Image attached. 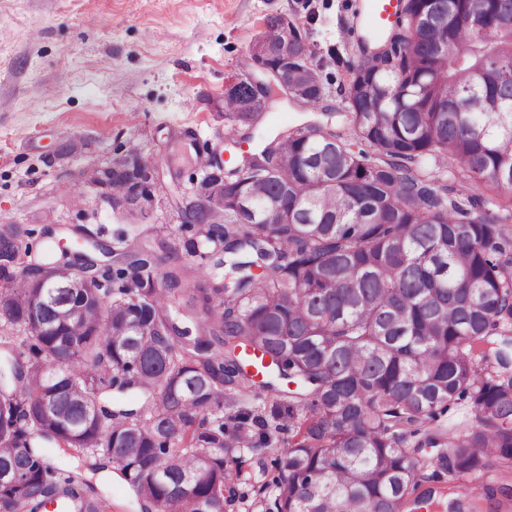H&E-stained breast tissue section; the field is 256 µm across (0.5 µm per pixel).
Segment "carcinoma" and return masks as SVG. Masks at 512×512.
I'll list each match as a JSON object with an SVG mask.
<instances>
[{
  "instance_id": "1",
  "label": "carcinoma",
  "mask_w": 512,
  "mask_h": 512,
  "mask_svg": "<svg viewBox=\"0 0 512 512\" xmlns=\"http://www.w3.org/2000/svg\"><path fill=\"white\" fill-rule=\"evenodd\" d=\"M280 31L268 19L265 43L288 41V94L315 109L312 52ZM348 72L346 108L373 152L317 126L255 136L242 77L226 139L245 128L259 146L224 167V208L186 207L195 237L160 242L162 257L144 243L98 249L110 263L51 249L31 263L0 229V322L26 349H0V512H105L44 444L102 449L159 512H227L248 480L244 445L284 428L262 512H431L427 461L395 432L418 435L460 401L475 421L436 467H512V0H403ZM122 163L104 173L117 197ZM200 246L223 278L159 272ZM251 353L266 360L258 382ZM254 385L280 397L249 410ZM112 389L146 404L101 402Z\"/></svg>"
}]
</instances>
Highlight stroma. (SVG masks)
Returning a JSON list of instances; mask_svg holds the SVG:
<instances>
[{
  "label": "stroma",
  "instance_id": "obj_1",
  "mask_svg": "<svg viewBox=\"0 0 512 512\" xmlns=\"http://www.w3.org/2000/svg\"><path fill=\"white\" fill-rule=\"evenodd\" d=\"M363 0H0V225H14L33 260L44 228L71 244L76 228L117 246L121 231L150 243L181 240V211L213 157L248 151L225 139L224 88L272 16L297 23L326 87V110L288 99L264 113L275 135L326 124L366 149L341 107L349 65L361 57ZM154 169V198L127 212L90 184L86 170L123 157L130 143ZM103 452L65 461L108 512H142L119 476L103 477ZM448 512H512L488 492L512 488V470L490 467L425 482Z\"/></svg>",
  "mask_w": 512,
  "mask_h": 512
}]
</instances>
